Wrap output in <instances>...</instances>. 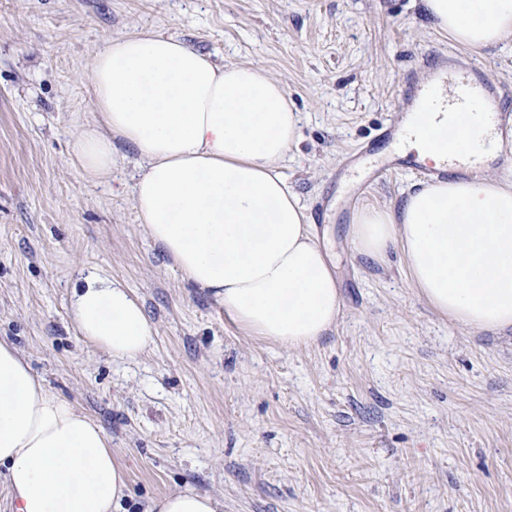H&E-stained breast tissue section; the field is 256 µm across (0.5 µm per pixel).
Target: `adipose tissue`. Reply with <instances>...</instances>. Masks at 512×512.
<instances>
[{
    "label": "adipose tissue",
    "instance_id": "1",
    "mask_svg": "<svg viewBox=\"0 0 512 512\" xmlns=\"http://www.w3.org/2000/svg\"><path fill=\"white\" fill-rule=\"evenodd\" d=\"M441 31L469 49L512 38V0H422ZM86 79L94 122L74 136L69 163L111 177L121 139L138 155L133 206L186 282L221 301L249 335L295 349L335 326L342 295L325 245L281 168L300 124L285 85L264 66L223 64L157 31L113 35ZM439 120H449L441 113ZM436 120V121H439ZM409 121L403 140L423 161L452 163L465 127ZM418 185L394 207H363L357 251L384 262L400 250L415 288L470 329L512 328V182L484 173ZM84 338L112 358L145 353L155 329L122 282L88 272L71 298ZM0 474L17 512H117L128 485L104 430L47 390L18 350L0 340ZM186 489L146 512H220Z\"/></svg>",
    "mask_w": 512,
    "mask_h": 512
}]
</instances>
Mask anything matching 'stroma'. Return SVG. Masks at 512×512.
I'll use <instances>...</instances> for the list:
<instances>
[{
	"instance_id": "35a3bbf8",
	"label": "stroma",
	"mask_w": 512,
	"mask_h": 512,
	"mask_svg": "<svg viewBox=\"0 0 512 512\" xmlns=\"http://www.w3.org/2000/svg\"><path fill=\"white\" fill-rule=\"evenodd\" d=\"M155 29L224 63H257L302 121L282 169L336 257L342 311L318 343L246 332L187 284L140 224L135 151L87 182L67 162L94 119L85 73L107 36ZM482 67L512 98V39L467 50L421 0H0V339L98 423L130 487L124 512L188 487L224 512H512V330L452 323L399 253L358 255L352 210L397 204V171L350 194L343 159L405 111L407 83ZM118 279L155 327L134 360L86 342L81 272Z\"/></svg>"
}]
</instances>
